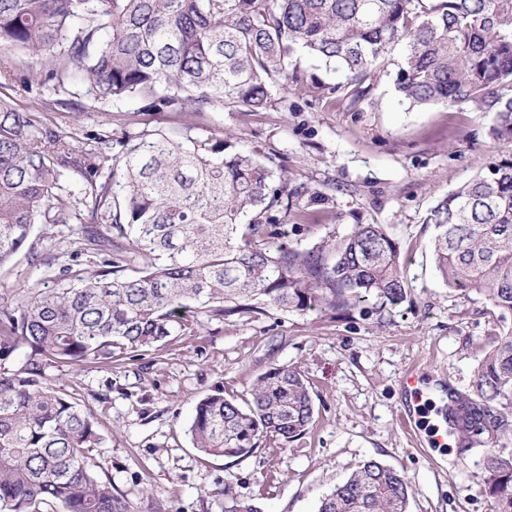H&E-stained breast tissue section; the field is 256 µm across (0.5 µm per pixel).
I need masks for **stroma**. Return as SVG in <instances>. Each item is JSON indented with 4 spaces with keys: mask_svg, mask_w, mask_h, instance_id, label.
<instances>
[{
    "mask_svg": "<svg viewBox=\"0 0 512 512\" xmlns=\"http://www.w3.org/2000/svg\"><path fill=\"white\" fill-rule=\"evenodd\" d=\"M300 65L336 93L276 88L266 110L187 112L181 120L283 170L291 185L328 196L311 208L313 229L291 230V243L309 247L357 224L385 225L401 247L406 299L382 310L371 300L342 317L328 309L206 317L196 334H175L148 355L109 367H55L51 378L93 414L105 444L91 465L111 477L129 512H225L235 502L262 512H316L325 494L371 458L404 474L410 512H492L482 447L456 440L431 447L426 427L407 435L400 415L408 368L423 375L436 405L445 389L469 395L484 346L500 329L481 294L457 296L438 279L433 227L425 222L437 197L496 156L495 115L409 107L396 96L390 71L380 74L371 99L354 107L340 73L306 56ZM17 67L33 84L32 93L15 95L17 109L76 148H94V134L106 129L173 124L136 98L90 106L79 79L70 87L75 107L52 106V90L37 82L39 64L21 58ZM76 230L73 223L35 225L24 250L0 268V310L16 307L27 288L52 284L58 268L31 259L67 262ZM284 364L298 366L309 384L314 417L305 435L284 448L260 444L239 459L193 447L187 428L199 399L220 392L245 401L258 376Z\"/></svg>",
    "mask_w": 512,
    "mask_h": 512,
    "instance_id": "1",
    "label": "stroma"
}]
</instances>
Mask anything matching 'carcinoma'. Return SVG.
<instances>
[{"instance_id": "1", "label": "carcinoma", "mask_w": 512, "mask_h": 512, "mask_svg": "<svg viewBox=\"0 0 512 512\" xmlns=\"http://www.w3.org/2000/svg\"><path fill=\"white\" fill-rule=\"evenodd\" d=\"M0 50L41 61L61 106L79 73L94 103L139 97L172 118L259 112L273 83L304 84L305 55L342 73L353 106L393 65L394 90L412 107L494 113L498 155L439 197L425 223L443 285L512 316V0H0ZM95 139L99 148L75 150L0 97V265L34 225L69 224L80 205L89 218L52 286L0 314V512H128L89 467L104 435L50 368L149 353L177 329L197 332L203 315L347 313L407 296L400 244L384 225L290 244L277 215L306 221L296 199L328 197L224 138L183 124ZM68 173L78 185L66 194ZM473 387L455 398L462 413L449 433L485 447L494 512H512V454L495 448L509 420L490 406L512 402V325L493 337ZM312 420L306 379L278 365L244 407L220 392L200 399L188 434L206 455L243 458L263 439L287 447ZM409 495L400 472L370 459L317 512H408Z\"/></svg>"}]
</instances>
